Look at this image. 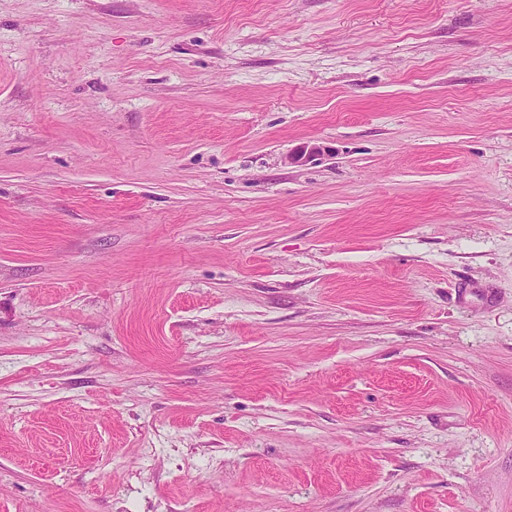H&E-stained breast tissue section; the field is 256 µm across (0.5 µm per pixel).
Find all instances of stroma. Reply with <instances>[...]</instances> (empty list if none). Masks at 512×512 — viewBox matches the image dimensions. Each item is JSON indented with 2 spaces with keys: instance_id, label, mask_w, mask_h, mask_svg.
Wrapping results in <instances>:
<instances>
[{
  "instance_id": "1",
  "label": "stroma",
  "mask_w": 512,
  "mask_h": 512,
  "mask_svg": "<svg viewBox=\"0 0 512 512\" xmlns=\"http://www.w3.org/2000/svg\"><path fill=\"white\" fill-rule=\"evenodd\" d=\"M0 512H512V0H0Z\"/></svg>"
}]
</instances>
